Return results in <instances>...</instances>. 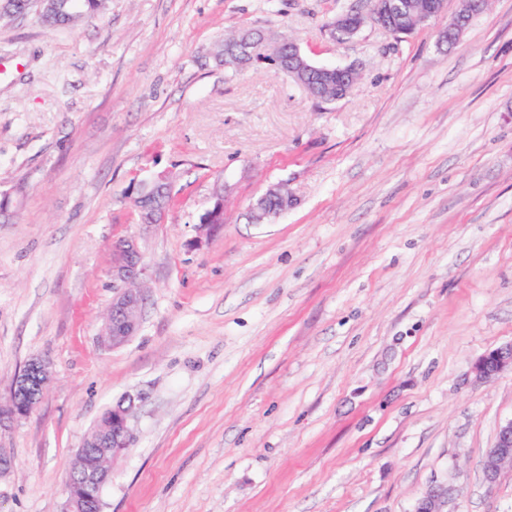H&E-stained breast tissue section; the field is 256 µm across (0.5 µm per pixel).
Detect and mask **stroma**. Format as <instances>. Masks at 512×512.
Masks as SVG:
<instances>
[{
	"label": "stroma",
	"mask_w": 512,
	"mask_h": 512,
	"mask_svg": "<svg viewBox=\"0 0 512 512\" xmlns=\"http://www.w3.org/2000/svg\"><path fill=\"white\" fill-rule=\"evenodd\" d=\"M462 0L413 33L330 25L373 0H111L48 29L0 26V401L33 357L53 379L0 427V512H63L74 454L134 399L103 512H512V465L483 461L512 419V0L455 44ZM292 35L354 66L320 107L286 74L214 59L227 32ZM172 173L144 228L133 182ZM224 224L198 230L216 184ZM287 184L296 203L256 224ZM135 234L136 336L103 344L112 240ZM287 189L288 188H286V186L283 184H278V185L270 188L267 191V193L257 202V204L254 207H252V209H251L252 210L251 211L252 219L257 223H261L266 219H271V218L279 216L281 213H274V212H277L280 210V203L277 199H280L281 201L284 202L286 207L284 208L283 212H286L288 210V203H289V205H291L294 200L293 197L290 194H288ZM268 197H273V198H277V199H271V198L266 199ZM264 199H266V200L263 202V204H264V206H263L262 201ZM267 209L270 211H274V212H270ZM508 368L512 369V343L485 352L475 361L471 373L476 379L486 380Z\"/></svg>",
	"instance_id": "35a3bbf8"
}]
</instances>
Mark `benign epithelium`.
Instances as JSON below:
<instances>
[{
  "label": "benign epithelium",
  "mask_w": 512,
  "mask_h": 512,
  "mask_svg": "<svg viewBox=\"0 0 512 512\" xmlns=\"http://www.w3.org/2000/svg\"><path fill=\"white\" fill-rule=\"evenodd\" d=\"M446 0H430L424 11L414 10L409 0H387V12L397 33L408 34L431 17L444 10ZM60 11V0H31L28 13L43 26H51ZM239 53L246 60H265L278 72L306 85L305 76L323 75L336 71V75L350 76L356 68L321 66L313 64L302 52L300 44L272 41L263 36L256 38L250 31L241 34ZM288 62H283V52ZM143 253L136 235L120 236L112 240V287L116 288L112 306L101 330L105 344L118 347L134 336L140 326L144 302L138 288L142 273ZM512 369V343L493 348L481 355L473 364L471 373L479 380L491 379L506 369ZM50 362L42 357L31 358L17 373L10 389L9 399L0 403V425L14 422L30 413L40 402L51 381ZM134 399L127 397L103 412L98 428L88 434L75 454L67 481L68 497L64 512H102L101 493L111 476L116 457L134 442L129 419ZM94 454L99 464L92 467L85 456ZM512 464V419L498 429L495 442L486 452L483 462L485 480L496 481L502 467Z\"/></svg>",
  "instance_id": "1"
}]
</instances>
